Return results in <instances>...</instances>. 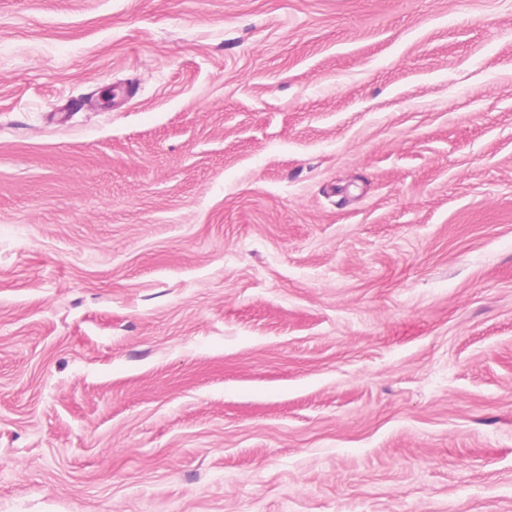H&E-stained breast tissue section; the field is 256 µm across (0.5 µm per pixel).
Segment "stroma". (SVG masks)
Listing matches in <instances>:
<instances>
[{
	"label": "stroma",
	"instance_id": "stroma-1",
	"mask_svg": "<svg viewBox=\"0 0 512 512\" xmlns=\"http://www.w3.org/2000/svg\"><path fill=\"white\" fill-rule=\"evenodd\" d=\"M0 512H512V0H0Z\"/></svg>",
	"mask_w": 512,
	"mask_h": 512
}]
</instances>
